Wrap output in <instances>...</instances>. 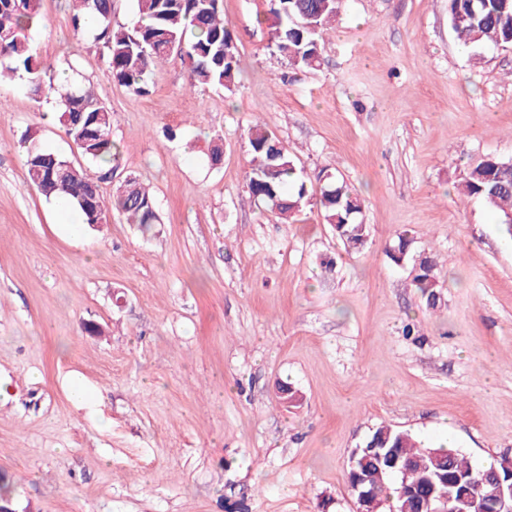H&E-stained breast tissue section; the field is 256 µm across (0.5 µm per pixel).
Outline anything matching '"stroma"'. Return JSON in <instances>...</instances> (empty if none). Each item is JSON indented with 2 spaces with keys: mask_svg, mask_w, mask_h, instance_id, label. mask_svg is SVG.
<instances>
[{
  "mask_svg": "<svg viewBox=\"0 0 512 512\" xmlns=\"http://www.w3.org/2000/svg\"><path fill=\"white\" fill-rule=\"evenodd\" d=\"M222 8L236 89L191 88L172 56L137 95L64 0H41L39 60L70 61L111 109L122 157L93 174L107 198L130 174L150 188V234L118 213L63 223L22 139L84 158L55 99L0 82V474L16 512H355L350 453L383 423L479 466L512 456V238L454 189L470 162L512 159V46L474 68L448 0H341L319 66L295 68L269 46L268 0ZM256 124L311 193L329 173L358 191L364 251L316 202L287 223L250 201ZM403 232L438 258L437 311L385 254Z\"/></svg>",
  "mask_w": 512,
  "mask_h": 512,
  "instance_id": "1",
  "label": "stroma"
}]
</instances>
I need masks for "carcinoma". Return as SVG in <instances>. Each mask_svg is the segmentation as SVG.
Returning a JSON list of instances; mask_svg holds the SVG:
<instances>
[{"label":"carcinoma","mask_w":512,"mask_h":512,"mask_svg":"<svg viewBox=\"0 0 512 512\" xmlns=\"http://www.w3.org/2000/svg\"><path fill=\"white\" fill-rule=\"evenodd\" d=\"M76 22L92 21L103 42L106 63L113 81L134 94L147 91L156 69L167 57L177 55L189 66L190 86L213 85L233 90L240 72L237 45L224 23L221 0H135L137 21L132 26L112 25V0H69ZM338 0H269V42L294 67H314L320 62L319 42L327 26L336 20ZM448 20L457 40L469 50V60H482L479 49L512 45V0H448ZM42 22L39 0H0V81L9 77L26 80L33 92L59 95L58 121L87 162L112 166L120 155L112 136V111L97 97L90 81L56 82L47 76L38 60L31 32ZM38 131L26 134L25 172L47 198H62L78 209L84 223L103 225L117 211L144 231L159 223L155 198L134 175L122 181L105 201L97 179L81 165L37 144ZM254 153L247 174L249 199L291 218L308 202L310 194L287 147L261 126L249 131ZM67 166L65 179L51 167ZM461 199L478 198L500 219L502 232L512 238V162L485 156L470 163L455 186ZM317 203L323 220L349 249L367 245V225L359 220L362 202L356 190L339 177L329 176L321 186ZM396 264H412L410 276L415 293L427 309L441 307L435 257L413 250V240L398 236L387 250ZM362 448H394L409 469L380 473L373 459L357 465L368 477L378 498L379 512L390 499L407 512H418L424 497H448V482L436 476V458L444 457L448 476L478 482L495 468L506 474L504 457L477 468L461 451L452 448H422L413 438L391 426H377L360 444Z\"/></svg>","instance_id":"obj_1"}]
</instances>
